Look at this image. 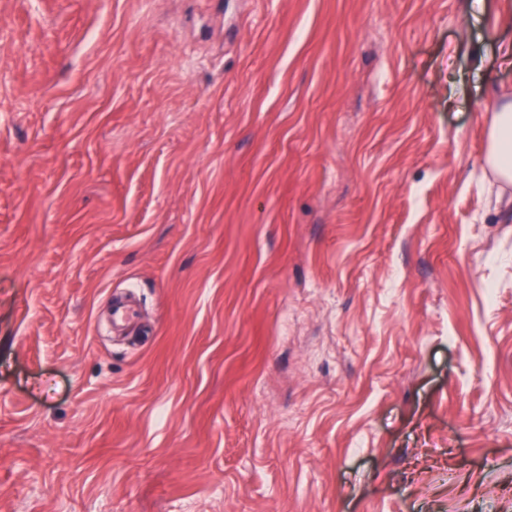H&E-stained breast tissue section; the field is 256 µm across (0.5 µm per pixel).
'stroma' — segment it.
Segmentation results:
<instances>
[{
    "label": "stroma",
    "mask_w": 512,
    "mask_h": 512,
    "mask_svg": "<svg viewBox=\"0 0 512 512\" xmlns=\"http://www.w3.org/2000/svg\"><path fill=\"white\" fill-rule=\"evenodd\" d=\"M463 4L0 0V512H512Z\"/></svg>",
    "instance_id": "35a3bbf8"
}]
</instances>
